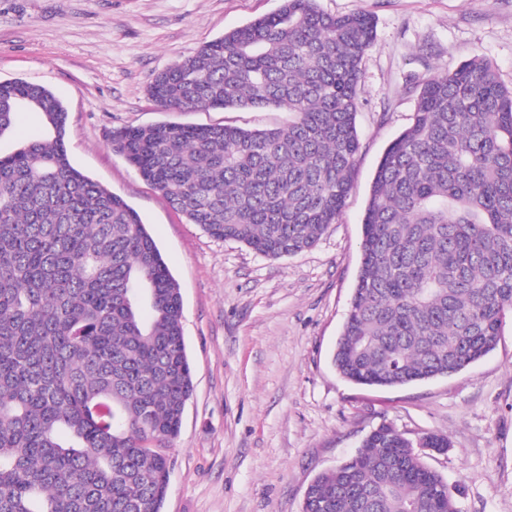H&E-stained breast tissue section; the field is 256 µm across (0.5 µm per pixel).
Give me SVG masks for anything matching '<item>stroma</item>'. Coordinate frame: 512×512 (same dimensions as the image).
Listing matches in <instances>:
<instances>
[{
    "label": "stroma",
    "mask_w": 512,
    "mask_h": 512,
    "mask_svg": "<svg viewBox=\"0 0 512 512\" xmlns=\"http://www.w3.org/2000/svg\"><path fill=\"white\" fill-rule=\"evenodd\" d=\"M281 0H0V81L49 88L68 110L75 167L141 216L183 298L194 391L170 455L163 512H301L319 474L390 423L447 435L424 461L458 486L461 512H512V323L481 361L395 388L343 380L332 354L361 265L370 183L410 124L428 68L486 56L512 85V0H319L363 10L376 36L362 60L361 152L337 223L309 250L268 258L189 223L113 152V131L160 122L275 128L274 108L160 111L154 77Z\"/></svg>",
    "instance_id": "35a3bbf8"
}]
</instances>
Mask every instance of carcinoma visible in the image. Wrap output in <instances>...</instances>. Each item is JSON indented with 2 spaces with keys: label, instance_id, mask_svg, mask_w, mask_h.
<instances>
[{
  "label": "carcinoma",
  "instance_id": "cac0c4a2",
  "mask_svg": "<svg viewBox=\"0 0 512 512\" xmlns=\"http://www.w3.org/2000/svg\"><path fill=\"white\" fill-rule=\"evenodd\" d=\"M375 32L366 12L282 0L158 73L149 95L163 112L275 106L286 124L125 127L112 150L211 236L273 258L309 249L354 183ZM415 91L371 183L333 354L361 386L456 374L512 318V85L475 55ZM24 110L45 137L0 154V512H162L193 393L180 288L138 212L71 163L63 103L0 82V136ZM449 446L383 423L312 480L303 512H460L419 452Z\"/></svg>",
  "mask_w": 512,
  "mask_h": 512
}]
</instances>
